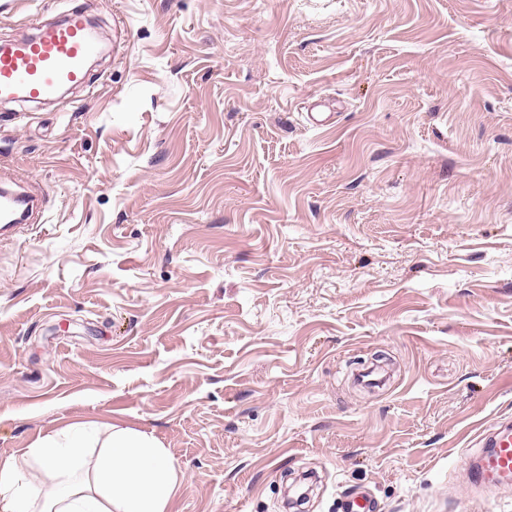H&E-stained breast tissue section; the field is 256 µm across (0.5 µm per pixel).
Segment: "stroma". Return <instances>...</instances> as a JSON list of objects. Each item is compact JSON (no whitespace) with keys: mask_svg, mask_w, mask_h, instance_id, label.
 <instances>
[{"mask_svg":"<svg viewBox=\"0 0 512 512\" xmlns=\"http://www.w3.org/2000/svg\"><path fill=\"white\" fill-rule=\"evenodd\" d=\"M103 51L0 101V457L160 441L170 512H512V0H0ZM31 197L2 189L0 192V226L1 230H13L27 223L33 209ZM488 446L495 448L492 454L487 452L475 463L474 468L483 480H489V474L498 477L512 476V432L506 427L498 430L489 440Z\"/></svg>","mask_w":512,"mask_h":512,"instance_id":"1","label":"stroma"}]
</instances>
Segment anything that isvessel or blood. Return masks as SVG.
I'll use <instances>...</instances> for the list:
<instances>
[{"label":"vessel or blood","mask_w":512,"mask_h":512,"mask_svg":"<svg viewBox=\"0 0 512 512\" xmlns=\"http://www.w3.org/2000/svg\"><path fill=\"white\" fill-rule=\"evenodd\" d=\"M98 50L87 13L67 12L57 23L37 27L9 45L0 46V100L23 103L54 97L63 87L87 80L86 63ZM34 209L31 197L0 191V228L12 230L27 223ZM490 451L474 468L480 478L512 476V429L498 430L489 440Z\"/></svg>","instance_id":"vessel-or-blood-1"}]
</instances>
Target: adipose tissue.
<instances>
[{
    "label": "adipose tissue",
    "mask_w": 512,
    "mask_h": 512,
    "mask_svg": "<svg viewBox=\"0 0 512 512\" xmlns=\"http://www.w3.org/2000/svg\"><path fill=\"white\" fill-rule=\"evenodd\" d=\"M39 466L48 490L32 474ZM181 484L165 448L144 433L82 426L22 457H0V512H169Z\"/></svg>",
    "instance_id": "adipose-tissue-1"
}]
</instances>
